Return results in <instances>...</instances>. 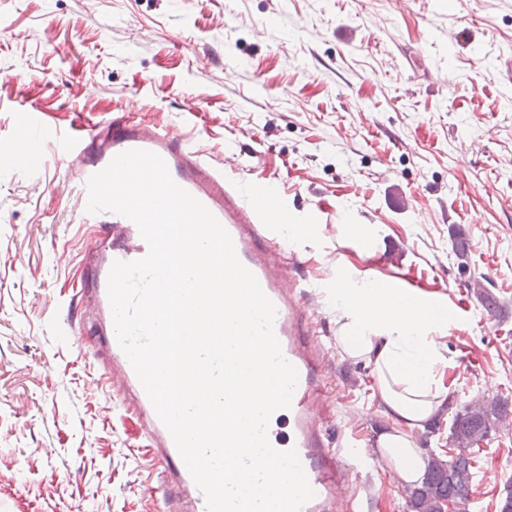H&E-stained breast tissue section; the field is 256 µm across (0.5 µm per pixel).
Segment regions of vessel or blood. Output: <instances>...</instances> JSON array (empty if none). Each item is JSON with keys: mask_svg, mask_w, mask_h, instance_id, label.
<instances>
[{"mask_svg": "<svg viewBox=\"0 0 512 512\" xmlns=\"http://www.w3.org/2000/svg\"><path fill=\"white\" fill-rule=\"evenodd\" d=\"M145 150L159 155L173 180L200 201L230 235L240 262L257 278L276 307L274 333L298 381L289 408L277 410L269 420L267 436L281 451L295 450L307 480L315 492L302 512H353L362 500L353 478L374 456L349 439L330 440L322 429L320 404L327 395L322 382L323 344L313 329L315 316L302 301L301 282L290 270L299 262L295 250L282 244L274 227L288 221L278 211L275 196L261 192L249 202L243 188L227 178L223 168L205 152L180 136L136 122L132 116L114 118L99 133L89 136L73 130L62 141V151L72 162L79 188L103 170L120 153ZM98 231L84 256L86 276L79 295H91L97 305L94 316H79L70 323L76 347H83L90 330L103 328L92 356L110 389L116 392L139 421L140 430L159 461L158 472L169 494L183 503L181 512H206L205 498L183 461L172 435L158 418L131 362L115 333L108 295V278L114 262H133L149 252L138 226L111 211L93 214Z\"/></svg>", "mask_w": 512, "mask_h": 512, "instance_id": "b4317fda", "label": "vessel or blood"}]
</instances>
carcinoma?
Returning <instances> with one entry per match:
<instances>
[{
    "instance_id": "carcinoma-1",
    "label": "carcinoma",
    "mask_w": 512,
    "mask_h": 512,
    "mask_svg": "<svg viewBox=\"0 0 512 512\" xmlns=\"http://www.w3.org/2000/svg\"><path fill=\"white\" fill-rule=\"evenodd\" d=\"M505 411L506 407L498 402L465 407L453 416L450 440L454 443L464 441L469 446L482 443ZM471 469L472 459L463 448L447 461L430 458L421 484L410 493V512H442L446 503H467L472 493Z\"/></svg>"
}]
</instances>
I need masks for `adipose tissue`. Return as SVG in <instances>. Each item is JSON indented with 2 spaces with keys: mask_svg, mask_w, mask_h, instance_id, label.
Returning <instances> with one entry per match:
<instances>
[{
  "mask_svg": "<svg viewBox=\"0 0 512 512\" xmlns=\"http://www.w3.org/2000/svg\"><path fill=\"white\" fill-rule=\"evenodd\" d=\"M338 341L343 352L369 363L380 399L397 428L378 437L379 458L397 479L419 483L421 451L413 440L436 409L438 337L448 319L419 303H409L410 321L392 312L394 289L369 282L340 281L335 289Z\"/></svg>",
  "mask_w": 512,
  "mask_h": 512,
  "instance_id": "ef3b65f1",
  "label": "adipose tissue"
}]
</instances>
